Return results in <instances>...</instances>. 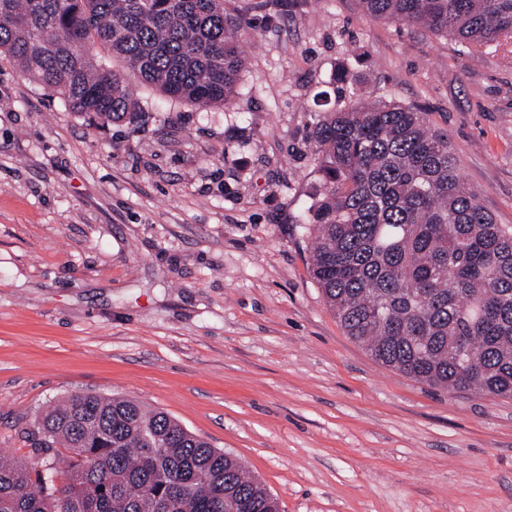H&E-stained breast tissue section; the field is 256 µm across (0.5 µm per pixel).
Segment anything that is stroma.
I'll list each match as a JSON object with an SVG mask.
<instances>
[{
  "mask_svg": "<svg viewBox=\"0 0 512 512\" xmlns=\"http://www.w3.org/2000/svg\"><path fill=\"white\" fill-rule=\"evenodd\" d=\"M225 8L249 45L230 107L139 85L137 123L105 124L0 55V455L42 468L39 416L94 392L238 456L280 512H512V397L376 362L326 306L296 222L319 184L313 121L366 96L424 112L512 225V42L358 0Z\"/></svg>",
  "mask_w": 512,
  "mask_h": 512,
  "instance_id": "1",
  "label": "stroma"
}]
</instances>
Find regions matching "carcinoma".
<instances>
[{
    "mask_svg": "<svg viewBox=\"0 0 512 512\" xmlns=\"http://www.w3.org/2000/svg\"><path fill=\"white\" fill-rule=\"evenodd\" d=\"M359 2L472 46L512 40V0ZM241 27L224 0H0V54L103 123L136 121L133 78L198 109L233 103ZM310 138L320 186L300 224L347 335L430 387L512 396V226L478 203L448 135L414 108L359 99ZM34 447L69 450L68 468L0 457V512H279L238 458L130 398L71 396L44 412Z\"/></svg>",
    "mask_w": 512,
    "mask_h": 512,
    "instance_id": "cac0c4a2",
    "label": "carcinoma"
}]
</instances>
